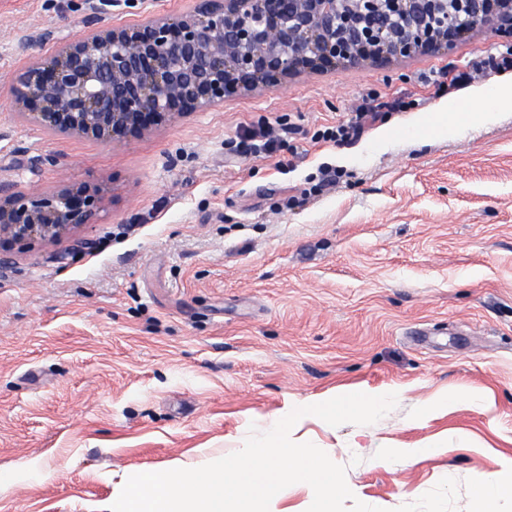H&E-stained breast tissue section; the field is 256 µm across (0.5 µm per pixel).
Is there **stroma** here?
I'll return each mask as SVG.
<instances>
[{
	"instance_id": "stroma-1",
	"label": "stroma",
	"mask_w": 512,
	"mask_h": 512,
	"mask_svg": "<svg viewBox=\"0 0 512 512\" xmlns=\"http://www.w3.org/2000/svg\"><path fill=\"white\" fill-rule=\"evenodd\" d=\"M91 14L0 0V182L107 191L97 223L0 263V470L40 464L0 512H99L131 475L356 392L398 402L371 425L302 417L293 440L385 512L445 477L453 512H476L474 483L512 469V69L424 77L501 39L480 27L447 55L300 77L103 144L11 113L20 38L80 34ZM368 98L394 108L315 139ZM465 107L481 120L430 131ZM288 121L280 149L250 151L253 130Z\"/></svg>"
}]
</instances>
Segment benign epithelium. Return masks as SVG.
<instances>
[{
    "label": "benign epithelium",
    "instance_id": "benign-epithelium-1",
    "mask_svg": "<svg viewBox=\"0 0 512 512\" xmlns=\"http://www.w3.org/2000/svg\"><path fill=\"white\" fill-rule=\"evenodd\" d=\"M87 29L11 76L14 113L101 143L138 138L192 112L304 75L446 54L477 26L512 41V0H194L176 18L115 25L99 0ZM99 186L51 192L0 183V259L18 245L94 224Z\"/></svg>",
    "mask_w": 512,
    "mask_h": 512
}]
</instances>
